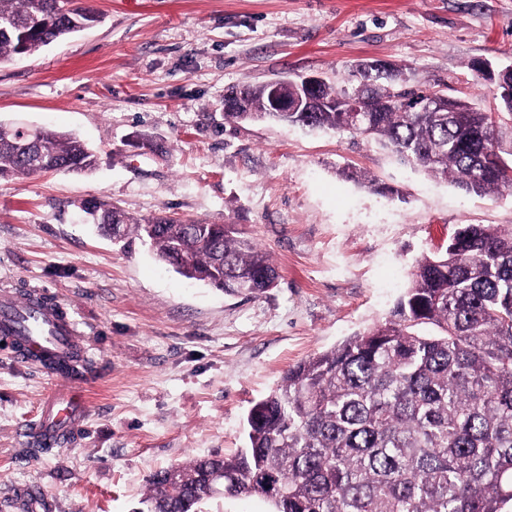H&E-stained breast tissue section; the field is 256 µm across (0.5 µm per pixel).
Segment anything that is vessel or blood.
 I'll list each match as a JSON object with an SVG mask.
<instances>
[{
    "instance_id": "vessel-or-blood-1",
    "label": "vessel or blood",
    "mask_w": 512,
    "mask_h": 512,
    "mask_svg": "<svg viewBox=\"0 0 512 512\" xmlns=\"http://www.w3.org/2000/svg\"><path fill=\"white\" fill-rule=\"evenodd\" d=\"M0 337L21 345L23 359L36 368L47 361L62 358L77 337L72 322L52 302L33 307L29 302L9 295L0 296ZM85 417L82 391L65 384L49 395L37 428L40 446L52 447Z\"/></svg>"
}]
</instances>
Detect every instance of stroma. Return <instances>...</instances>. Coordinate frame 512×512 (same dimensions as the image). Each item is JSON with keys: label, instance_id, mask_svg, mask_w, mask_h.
<instances>
[{"label": "stroma", "instance_id": "obj_1", "mask_svg": "<svg viewBox=\"0 0 512 512\" xmlns=\"http://www.w3.org/2000/svg\"><path fill=\"white\" fill-rule=\"evenodd\" d=\"M99 26L0 62V123L75 135L88 173L0 179V294L44 290L95 363L80 435L33 436L56 379L0 350V512H138L156 471L246 445L289 367L380 323L423 254L462 224L512 227L483 198L348 132L224 118L232 88L290 74L498 106L476 62L512 65V0H90ZM231 224L279 271L263 294L191 281L86 209Z\"/></svg>", "mask_w": 512, "mask_h": 512}]
</instances>
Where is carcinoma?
<instances>
[{"label": "carcinoma", "mask_w": 512, "mask_h": 512, "mask_svg": "<svg viewBox=\"0 0 512 512\" xmlns=\"http://www.w3.org/2000/svg\"><path fill=\"white\" fill-rule=\"evenodd\" d=\"M101 22L69 0H0V62L39 51ZM501 112L466 97L422 110V93L388 89L371 73L351 89L326 81L309 112H269L268 85L224 96V119L273 120L347 131L390 146L430 176L468 193L512 191V70L495 75ZM359 97L367 111H343ZM96 155L80 139L42 130L32 154L0 136V179L87 172ZM105 235L147 241L188 279L233 293L277 285L269 253L229 224L171 216L133 220L93 206ZM57 369L81 377L74 347ZM247 446L156 472L147 512H196L205 475L224 472L240 495L270 512H504L512 505V228L462 224L446 248L425 254L388 318L288 369L247 418Z\"/></svg>", "instance_id": "obj_1"}]
</instances>
